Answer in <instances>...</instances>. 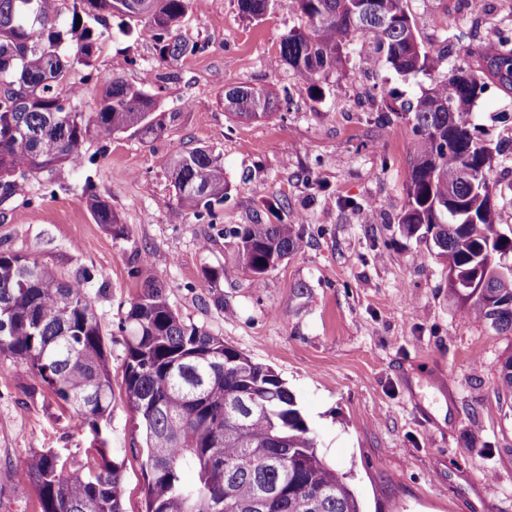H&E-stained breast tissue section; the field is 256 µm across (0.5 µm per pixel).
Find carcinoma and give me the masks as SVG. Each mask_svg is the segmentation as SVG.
Instances as JSON below:
<instances>
[{"instance_id": "cac0c4a2", "label": "carcinoma", "mask_w": 512, "mask_h": 512, "mask_svg": "<svg viewBox=\"0 0 512 512\" xmlns=\"http://www.w3.org/2000/svg\"><path fill=\"white\" fill-rule=\"evenodd\" d=\"M62 23L56 0H0V194L19 181L82 158L91 136L129 129L157 135L155 101L112 73L94 70L99 36L85 19L119 13L152 30L160 61L204 50L174 34L193 0H74ZM406 0H238L241 13L265 16L277 4L304 16L280 45L279 61L320 90L321 79L346 70L353 58L363 68L385 61L398 74L432 72L441 56L417 40ZM446 75L424 90L404 112L412 124V169L398 224L436 249L437 258L463 281L484 287L457 297L463 311L499 331H512V271L499 272L512 254V238L498 232L490 204L495 188L493 156L469 116L486 86L458 84ZM83 66L101 87L98 109L76 111L60 86ZM489 71L512 89V48L496 47ZM224 111L239 121L274 115L262 90L224 92ZM180 204L213 223L228 198L220 156L196 148L165 159ZM97 223L118 226L111 205L98 197ZM299 217L284 224H245L230 229L238 261L261 286L267 274L302 248ZM64 281L50 265L0 252V355L24 367L34 387L72 410L94 433L92 464H77L51 448L25 462L37 482L40 512H124L122 465L112 456L102 422L112 408V361L104 330L84 283ZM125 333L124 393L144 437L148 473L145 512H362L346 477L319 454L317 443L284 380L269 366L188 324L163 289L149 278L131 303ZM250 397L243 417L234 415Z\"/></svg>"}]
</instances>
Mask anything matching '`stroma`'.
Masks as SVG:
<instances>
[{"mask_svg":"<svg viewBox=\"0 0 512 512\" xmlns=\"http://www.w3.org/2000/svg\"><path fill=\"white\" fill-rule=\"evenodd\" d=\"M417 37L442 56H465L484 71L488 44L512 39V0L483 10L467 0H406ZM279 7L243 16L237 0L188 10L180 35L202 53L159 63L152 32L112 16L94 65L142 88L157 104L160 136L127 131L91 137L80 165L30 176L0 199V252L35 258L63 280L86 285L112 357L106 427L122 465L125 512H144L142 436L123 394L119 330L141 290L137 266L161 285L188 323L273 368L294 393L325 461L345 473L362 512H512V393L500 383L512 333L468 317L448 290V270L429 245L403 234L398 215L411 174V127L383 120L368 90H394L406 104L432 75L400 76L386 64L348 68L321 83L277 62L280 42L306 27ZM269 91L281 110L243 123L225 113V89ZM472 122L498 145L512 140V90L489 85ZM197 147L219 154L230 195L215 223L179 205L164 158ZM492 204L512 236V156L496 157ZM92 191H85V184ZM105 199L124 226L95 222L89 195ZM300 215L303 240L255 286L226 236L240 224ZM220 268L217 284L205 279ZM23 367L0 356V512H39L24 471L42 448L87 462L93 445Z\"/></svg>","mask_w":512,"mask_h":512,"instance_id":"1","label":"stroma"}]
</instances>
